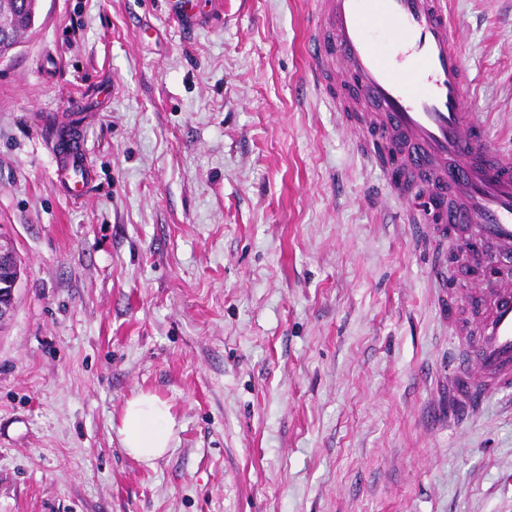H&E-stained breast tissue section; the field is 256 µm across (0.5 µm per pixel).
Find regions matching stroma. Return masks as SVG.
<instances>
[{
	"label": "stroma",
	"mask_w": 512,
	"mask_h": 512,
	"mask_svg": "<svg viewBox=\"0 0 512 512\" xmlns=\"http://www.w3.org/2000/svg\"><path fill=\"white\" fill-rule=\"evenodd\" d=\"M512 150V0H448ZM312 0H38L0 59V512H512V393L448 425L454 238L311 83ZM77 132L80 196L56 175ZM177 423L148 467L127 400ZM20 277L21 267L16 255L0 245V326L12 316ZM175 427L165 401L151 393H140L127 401L117 431L129 456L153 466L171 448Z\"/></svg>",
	"instance_id": "35a3bbf8"
}]
</instances>
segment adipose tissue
I'll return each instance as SVG.
<instances>
[{
    "instance_id": "obj_1",
    "label": "adipose tissue",
    "mask_w": 512,
    "mask_h": 512,
    "mask_svg": "<svg viewBox=\"0 0 512 512\" xmlns=\"http://www.w3.org/2000/svg\"><path fill=\"white\" fill-rule=\"evenodd\" d=\"M175 427L169 405L154 394L141 393L127 401L118 433L125 452L150 466L170 449Z\"/></svg>"
}]
</instances>
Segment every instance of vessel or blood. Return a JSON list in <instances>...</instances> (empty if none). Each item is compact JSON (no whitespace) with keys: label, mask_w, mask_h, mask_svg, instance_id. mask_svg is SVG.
<instances>
[{"label":"vessel or blood","mask_w":512,"mask_h":512,"mask_svg":"<svg viewBox=\"0 0 512 512\" xmlns=\"http://www.w3.org/2000/svg\"><path fill=\"white\" fill-rule=\"evenodd\" d=\"M310 46L314 86L343 83L333 107L398 164L389 192L415 196L409 179L423 177L432 207L412 220L463 241L459 276L482 269L484 289L465 299L480 317L448 338L450 419L471 422L490 394L512 390V153L467 110L468 69L446 0H312Z\"/></svg>","instance_id":"obj_1"}]
</instances>
